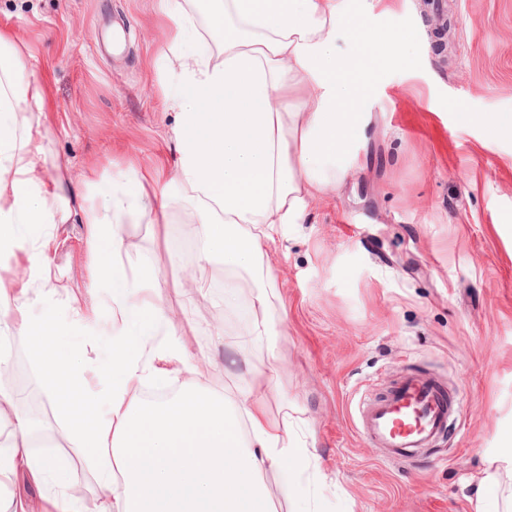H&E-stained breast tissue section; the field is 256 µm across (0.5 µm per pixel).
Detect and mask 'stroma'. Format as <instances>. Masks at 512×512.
I'll return each mask as SVG.
<instances>
[{"label": "stroma", "instance_id": "stroma-1", "mask_svg": "<svg viewBox=\"0 0 512 512\" xmlns=\"http://www.w3.org/2000/svg\"><path fill=\"white\" fill-rule=\"evenodd\" d=\"M434 0H345L358 29L336 36V51L363 58L362 30L415 31L402 57L386 64L363 93L364 136L358 164L305 223L267 242L268 263L249 272L273 287L270 341L250 359L266 368L281 394L266 410L290 415L312 448L323 480L313 490L323 512H487L495 492L480 478L501 458L512 431V133L493 134L486 117L512 115V0H444L452 26L436 49ZM0 27L27 47L45 87L47 162L68 163L62 193L82 204L86 173L102 185L129 165L173 169L175 112L164 97L175 85L172 55L157 0H0ZM469 113L462 122L460 113ZM172 224H129L132 261L155 262L160 303L179 323L192 355L208 359V383L233 397L250 378L224 369L221 334L245 333L239 311L224 309V264L199 257L188 205H173ZM177 257L181 284L170 278ZM205 279L208 295L186 289ZM79 320L57 346L79 358L89 387L112 361L110 293L96 275L79 218L21 231L0 252V365L22 373L23 398L45 397L44 367L16 339L22 311ZM411 370L462 395L457 429L398 464L361 440L355 406L385 392ZM82 484L83 504L99 507L107 490L71 443L42 448ZM61 489L17 472L0 498L46 512Z\"/></svg>", "mask_w": 512, "mask_h": 512}]
</instances>
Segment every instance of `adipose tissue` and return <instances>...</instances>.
Wrapping results in <instances>:
<instances>
[{"label":"adipose tissue","instance_id":"adipose-tissue-1","mask_svg":"<svg viewBox=\"0 0 512 512\" xmlns=\"http://www.w3.org/2000/svg\"><path fill=\"white\" fill-rule=\"evenodd\" d=\"M206 50L168 59L178 90V157L173 172L128 167L113 178L96 204L84 210L87 245L97 276L112 296V365L100 389L85 385L81 369L58 358L54 339L69 329L50 317L22 320L25 339L45 367V387L67 420L77 448L98 480L111 489L100 512H273L267 474L278 476L290 503L305 496L300 471L313 454L295 439L288 419H271L253 390L237 401L198 385L172 398L147 402L137 387L165 381L158 358L198 372L182 331L158 302L150 263L134 264L123 251L124 225L164 223L162 202L179 186L192 209L201 255L219 256L234 276L224 308L237 307L252 288L246 335L224 337V354L250 366L248 344L273 336L269 294L253 288L244 270L263 243L288 224L303 223L313 202L340 184L356 157L365 116L362 90L377 80L390 46H408L412 33L370 35L373 51L360 69L336 52L338 29L354 23L343 0H207ZM346 98L352 112L338 111ZM44 91L26 64L17 38L0 28V247L20 229L65 224L71 216L60 191L66 167L53 161L50 182H35L43 160L35 135L45 121ZM18 439L0 442V476L23 469L55 479L65 492L56 512H82L66 489V469L30 450L31 428L22 415Z\"/></svg>","mask_w":512,"mask_h":512}]
</instances>
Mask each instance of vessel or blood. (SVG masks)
<instances>
[{
    "instance_id": "1",
    "label": "vessel or blood",
    "mask_w": 512,
    "mask_h": 512,
    "mask_svg": "<svg viewBox=\"0 0 512 512\" xmlns=\"http://www.w3.org/2000/svg\"><path fill=\"white\" fill-rule=\"evenodd\" d=\"M459 396L427 374H404L382 395L361 396L355 427L363 441L381 449L383 461L395 463L432 447L456 422Z\"/></svg>"
}]
</instances>
